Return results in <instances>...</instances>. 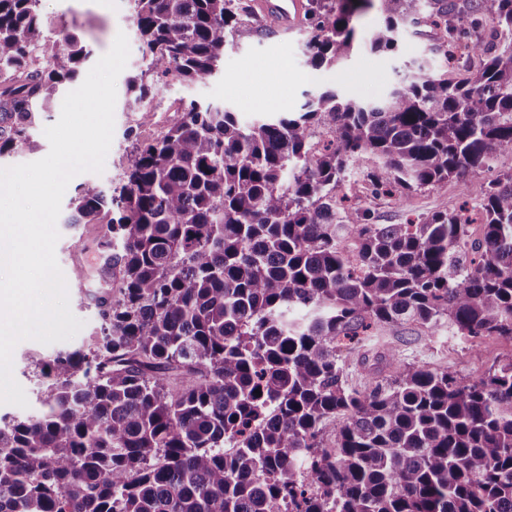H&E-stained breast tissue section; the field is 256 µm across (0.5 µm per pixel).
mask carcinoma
I'll return each mask as SVG.
<instances>
[{
    "label": "carcinoma",
    "instance_id": "cac0c4a2",
    "mask_svg": "<svg viewBox=\"0 0 512 512\" xmlns=\"http://www.w3.org/2000/svg\"><path fill=\"white\" fill-rule=\"evenodd\" d=\"M376 1L385 21L360 39ZM39 3L0 0V158L34 150L37 108L89 55L68 32L37 39ZM304 15L315 70L360 43L395 50L407 23L439 31L448 70L377 101L329 87L247 126L192 100L111 195L78 185L66 223L107 225L100 325L44 364L41 413L0 418V512H512V357L467 381L388 348L364 392L343 368L392 324L512 338V173L403 224L371 223L345 191L357 172L400 203L512 153V0H307ZM133 17L145 123L155 84L213 74L253 10L133 0Z\"/></svg>",
    "mask_w": 512,
    "mask_h": 512
}]
</instances>
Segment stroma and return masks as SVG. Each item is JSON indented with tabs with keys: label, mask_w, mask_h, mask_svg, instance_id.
I'll list each match as a JSON object with an SVG mask.
<instances>
[{
	"label": "stroma",
	"mask_w": 512,
	"mask_h": 512,
	"mask_svg": "<svg viewBox=\"0 0 512 512\" xmlns=\"http://www.w3.org/2000/svg\"><path fill=\"white\" fill-rule=\"evenodd\" d=\"M42 25L38 39L54 37L60 30L74 33L89 47L92 59H99L111 48L117 33H125L130 46L126 68L116 81L114 134L105 159L104 170L94 180L104 190H112L124 177L128 159L141 143L160 138L180 118L182 103L224 105L239 109L241 123L252 122L266 112H297L323 88L336 87L344 94L368 99L386 96L407 65L424 64L427 72L437 74L444 61L435 47L438 31L427 26L409 27L401 32L398 47L392 52L372 53L359 48L344 63L333 69L315 70L306 62L305 45L310 37L306 26L288 34L260 36L242 32L224 48L221 70L192 84L176 80L159 85L152 107V124H143L137 113L127 107L130 97L127 81L145 68L142 49L133 23L132 0H41ZM512 170V154H501L492 170L482 177L465 175L461 180L428 187L414 193L408 207L378 197L370 207L380 224H398L405 210L429 214L457 208L464 201L463 188L481 185L497 174ZM59 239L55 247L58 264L66 278L72 313L83 322L82 329L70 340L42 344L33 340L20 342L13 352V375L24 389L27 407L0 404V415L28 417L41 409L44 380L41 363L61 350L86 347L98 327L91 295L95 281H78L77 267L93 268L97 254L92 241L104 232L103 225L81 224L74 228L58 224ZM383 342L396 346L405 362L432 370L451 368L458 377L475 380L482 377L497 361L512 356V339L498 336L483 338L478 348L449 336L447 330L430 334L415 325L398 324L382 329Z\"/></svg>",
	"instance_id": "obj_1"
}]
</instances>
